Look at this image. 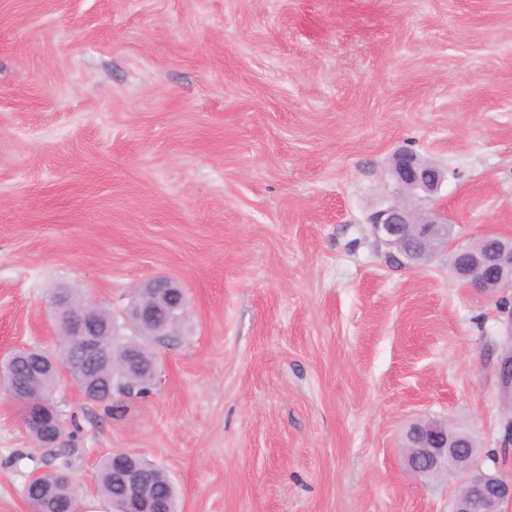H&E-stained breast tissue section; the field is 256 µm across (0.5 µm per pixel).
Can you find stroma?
<instances>
[{"instance_id":"obj_1","label":"stroma","mask_w":512,"mask_h":512,"mask_svg":"<svg viewBox=\"0 0 512 512\" xmlns=\"http://www.w3.org/2000/svg\"><path fill=\"white\" fill-rule=\"evenodd\" d=\"M400 148L457 244L512 238V0H0V356L59 353L55 292L120 321L151 277L185 294L151 393L61 376L57 447L0 387V512L43 470L96 499L114 451L181 512H451L455 477L406 469L420 416L512 477L499 293L368 222ZM132 459L140 465L149 476L151 485L155 488L160 498L167 504L170 512H177L178 494L168 475L161 469L148 463L147 461L135 455H131Z\"/></svg>"}]
</instances>
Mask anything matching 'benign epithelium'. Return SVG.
<instances>
[{"instance_id":"7a95c632","label":"benign epithelium","mask_w":512,"mask_h":512,"mask_svg":"<svg viewBox=\"0 0 512 512\" xmlns=\"http://www.w3.org/2000/svg\"><path fill=\"white\" fill-rule=\"evenodd\" d=\"M394 198L370 215L369 223L378 239L398 250L403 264L415 267L439 249H451L455 261L453 274L467 286L485 292L492 286L512 288V240L487 233L478 242L458 246L454 224L448 214L437 207L417 209L409 199L420 195L429 199L441 187L445 173L417 154L400 150L390 168ZM139 299L132 319L148 327L155 336L167 335L170 316L184 304V294L171 280L153 278L138 289ZM57 311L58 331L62 347L72 348L67 368L82 367L107 358L96 337L102 335L97 312L91 307L79 310L65 304L63 296L53 300ZM154 369V363L140 350H131L123 361L124 374L135 378ZM501 390L512 410V342H508L499 367ZM24 427L41 436L47 448L55 447L65 429L56 411L30 413ZM471 437L461 434L447 423L423 418L408 427L403 448L407 470L424 480L433 476L453 475L463 490L456 493L452 512H503L512 505V480L483 469L474 461ZM127 492L126 512H147L150 506V484L142 470L129 464L120 474Z\"/></svg>"}]
</instances>
